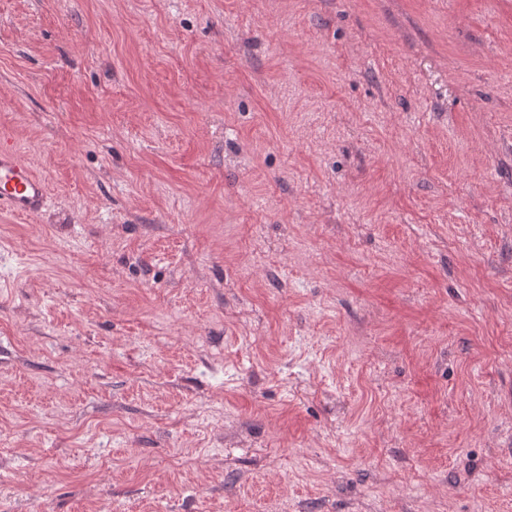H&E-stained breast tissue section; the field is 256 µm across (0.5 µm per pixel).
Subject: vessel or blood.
Returning a JSON list of instances; mask_svg holds the SVG:
<instances>
[{
    "label": "vessel or blood",
    "mask_w": 512,
    "mask_h": 512,
    "mask_svg": "<svg viewBox=\"0 0 512 512\" xmlns=\"http://www.w3.org/2000/svg\"><path fill=\"white\" fill-rule=\"evenodd\" d=\"M49 188L45 179L19 157L15 147L0 136V207L20 216H35L45 208Z\"/></svg>",
    "instance_id": "obj_1"
}]
</instances>
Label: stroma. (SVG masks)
I'll return each mask as SVG.
<instances>
[{
	"mask_svg": "<svg viewBox=\"0 0 512 512\" xmlns=\"http://www.w3.org/2000/svg\"><path fill=\"white\" fill-rule=\"evenodd\" d=\"M0 512H512V0H0ZM49 188L45 179L19 157L9 138L0 136V206L20 216H35L45 208Z\"/></svg>",
	"mask_w": 512,
	"mask_h": 512,
	"instance_id": "obj_1",
	"label": "stroma"
}]
</instances>
